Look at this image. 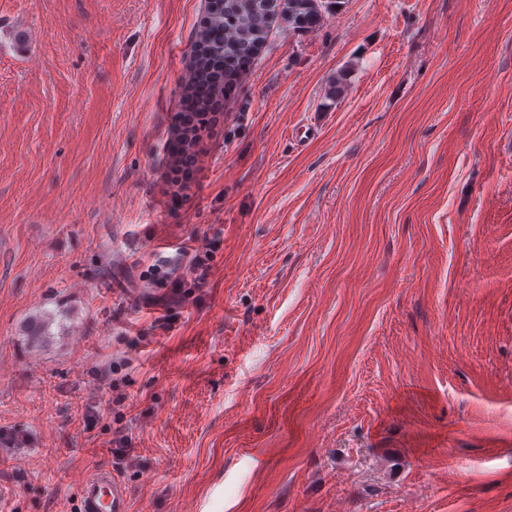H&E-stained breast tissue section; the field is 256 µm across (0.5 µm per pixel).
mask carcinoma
I'll use <instances>...</instances> for the list:
<instances>
[{"mask_svg":"<svg viewBox=\"0 0 512 512\" xmlns=\"http://www.w3.org/2000/svg\"><path fill=\"white\" fill-rule=\"evenodd\" d=\"M341 0H218L208 12L192 47L191 76L184 96L197 98L201 112L214 109L224 96V76L242 74L268 36L271 19L280 16L297 30L313 29Z\"/></svg>","mask_w":512,"mask_h":512,"instance_id":"1","label":"carcinoma"}]
</instances>
